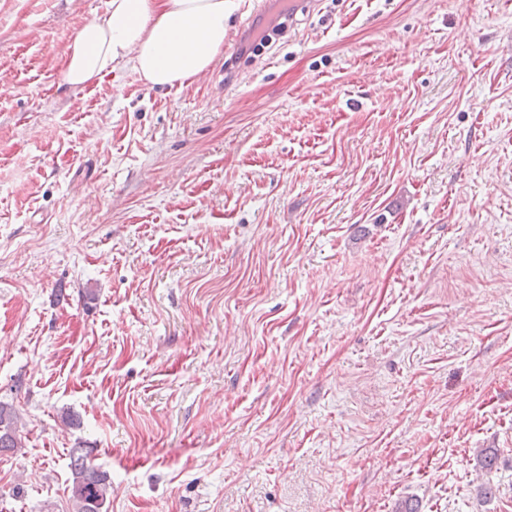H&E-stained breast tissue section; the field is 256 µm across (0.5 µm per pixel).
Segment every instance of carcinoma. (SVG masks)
<instances>
[{
	"instance_id": "1",
	"label": "carcinoma",
	"mask_w": 512,
	"mask_h": 512,
	"mask_svg": "<svg viewBox=\"0 0 512 512\" xmlns=\"http://www.w3.org/2000/svg\"><path fill=\"white\" fill-rule=\"evenodd\" d=\"M19 414L8 403L0 402V454L14 453L22 447L18 434ZM92 448H72L69 502L71 512H108L112 481L108 472L92 462Z\"/></svg>"
}]
</instances>
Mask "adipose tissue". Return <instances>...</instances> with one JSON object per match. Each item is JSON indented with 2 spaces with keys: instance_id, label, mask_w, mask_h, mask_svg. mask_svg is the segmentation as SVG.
Returning <instances> with one entry per match:
<instances>
[{
  "instance_id": "adipose-tissue-1",
  "label": "adipose tissue",
  "mask_w": 512,
  "mask_h": 512,
  "mask_svg": "<svg viewBox=\"0 0 512 512\" xmlns=\"http://www.w3.org/2000/svg\"><path fill=\"white\" fill-rule=\"evenodd\" d=\"M229 0H108L63 52L64 80L80 90L131 64L148 85L185 84L224 51Z\"/></svg>"
}]
</instances>
